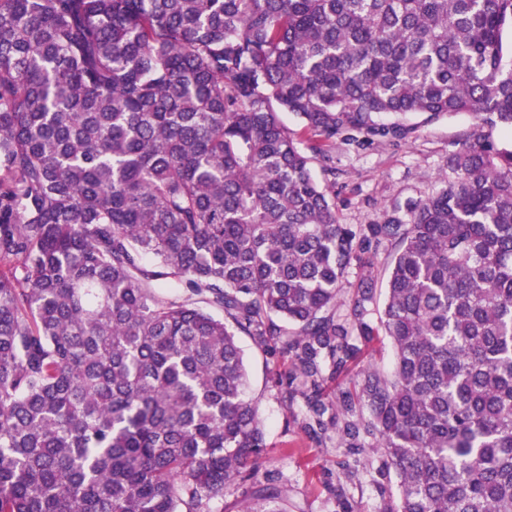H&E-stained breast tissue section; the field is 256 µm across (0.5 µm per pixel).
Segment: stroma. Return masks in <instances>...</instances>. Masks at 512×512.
Here are the masks:
<instances>
[{"label": "stroma", "instance_id": "35a3bbf8", "mask_svg": "<svg viewBox=\"0 0 512 512\" xmlns=\"http://www.w3.org/2000/svg\"><path fill=\"white\" fill-rule=\"evenodd\" d=\"M410 122L415 131L403 140L358 144L339 140L331 147L330 168L318 176L336 195L341 223L373 224L394 201L437 191L449 153L474 126L466 112L430 123L414 115ZM239 345L249 370V393L259 405L266 432L259 480L282 490L287 512H343L336 495L340 486L348 499L358 502L361 512H379L387 499L380 488L383 454L365 457L354 480L340 484L338 463L345 457L344 449L332 441L311 440L300 428V413L286 411L278 401L264 352L245 335Z\"/></svg>", "mask_w": 512, "mask_h": 512}]
</instances>
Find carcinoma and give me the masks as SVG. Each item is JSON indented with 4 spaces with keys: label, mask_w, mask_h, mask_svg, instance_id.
<instances>
[{
    "label": "carcinoma",
    "mask_w": 512,
    "mask_h": 512,
    "mask_svg": "<svg viewBox=\"0 0 512 512\" xmlns=\"http://www.w3.org/2000/svg\"><path fill=\"white\" fill-rule=\"evenodd\" d=\"M509 31L512 0H0V512L248 479L283 512L241 334L305 434L384 453L382 512H512ZM458 112L438 191L339 222L337 136ZM380 336L392 371L356 369Z\"/></svg>",
    "instance_id": "obj_1"
}]
</instances>
